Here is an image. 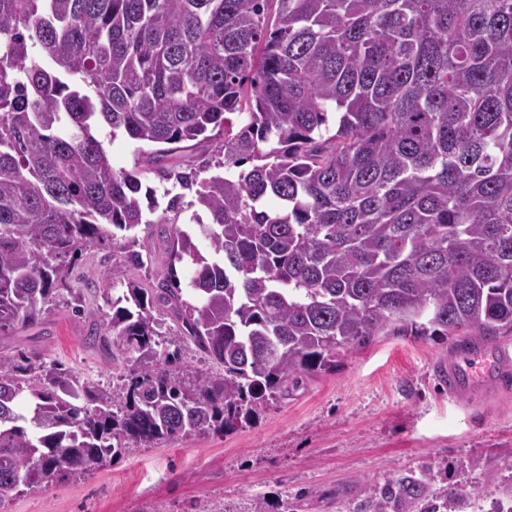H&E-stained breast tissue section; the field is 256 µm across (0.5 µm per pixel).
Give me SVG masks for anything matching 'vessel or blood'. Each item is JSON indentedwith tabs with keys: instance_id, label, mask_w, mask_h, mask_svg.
Instances as JSON below:
<instances>
[{
	"instance_id": "vessel-or-blood-1",
	"label": "vessel or blood",
	"mask_w": 512,
	"mask_h": 512,
	"mask_svg": "<svg viewBox=\"0 0 512 512\" xmlns=\"http://www.w3.org/2000/svg\"><path fill=\"white\" fill-rule=\"evenodd\" d=\"M502 356V351L490 352L476 342L460 340L448 357L449 394L471 393L490 382L502 389L512 387V371L502 363Z\"/></svg>"
}]
</instances>
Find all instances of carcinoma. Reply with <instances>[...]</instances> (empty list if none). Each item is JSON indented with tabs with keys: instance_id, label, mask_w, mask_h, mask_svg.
<instances>
[{
	"instance_id": "obj_1",
	"label": "carcinoma",
	"mask_w": 512,
	"mask_h": 512,
	"mask_svg": "<svg viewBox=\"0 0 512 512\" xmlns=\"http://www.w3.org/2000/svg\"><path fill=\"white\" fill-rule=\"evenodd\" d=\"M101 123L215 142L223 173L166 174L208 223L182 228L185 194L169 197L155 287L122 241L156 192L112 167ZM107 240L125 290L100 339L127 378L1 358L0 497L236 430L382 334L496 343L512 332V0H0V335L38 324ZM184 347L217 370L176 366ZM432 482L373 490L374 512H439Z\"/></svg>"
}]
</instances>
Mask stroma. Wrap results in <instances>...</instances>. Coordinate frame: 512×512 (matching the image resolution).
Instances as JSON below:
<instances>
[{
  "mask_svg": "<svg viewBox=\"0 0 512 512\" xmlns=\"http://www.w3.org/2000/svg\"><path fill=\"white\" fill-rule=\"evenodd\" d=\"M114 169L137 171L157 193L161 169L205 165L209 144L153 145L95 130ZM131 250L144 264L133 277L156 283L166 262V227H140ZM112 246L83 251L69 270L79 296L57 299L41 324L0 336V357L37 356L101 386L128 368L93 346L90 335L109 311ZM452 339L378 336L340 359L336 371L306 379L243 428L133 447L93 476L0 499V512H372V486L431 470L437 488L477 484L445 512H475L512 494V388L487 385L450 398L439 370Z\"/></svg>",
  "mask_w": 512,
  "mask_h": 512,
  "instance_id": "obj_1",
  "label": "stroma"
}]
</instances>
